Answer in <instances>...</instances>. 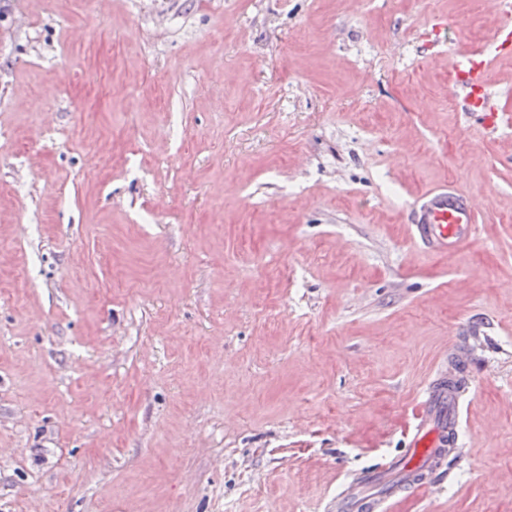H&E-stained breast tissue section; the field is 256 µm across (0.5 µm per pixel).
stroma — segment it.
Returning <instances> with one entry per match:
<instances>
[{
    "mask_svg": "<svg viewBox=\"0 0 512 512\" xmlns=\"http://www.w3.org/2000/svg\"><path fill=\"white\" fill-rule=\"evenodd\" d=\"M478 0H0V512H335L439 366L407 512H512V129ZM484 198L452 258L422 192ZM485 63L469 52L460 53L454 61L450 73L461 99L464 115L479 123L489 133L503 128H511V117L507 112H499L491 105V93L483 78ZM466 393L463 388L448 385L446 370L432 379L412 407L413 424L405 433L407 449L399 465L401 480L382 494L357 497L358 489L369 478L368 472H357L336 496V512H348L342 510L352 499L353 512H396L403 494L434 489V475L442 468L448 448L456 443Z\"/></svg>",
    "mask_w": 512,
    "mask_h": 512,
    "instance_id": "stroma-1",
    "label": "stroma"
}]
</instances>
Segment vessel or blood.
I'll list each match as a JSON object with an SVG mask.
<instances>
[{
    "label": "vessel or blood",
    "instance_id": "vessel-or-blood-1",
    "mask_svg": "<svg viewBox=\"0 0 512 512\" xmlns=\"http://www.w3.org/2000/svg\"><path fill=\"white\" fill-rule=\"evenodd\" d=\"M484 67V61L464 52L456 57L450 76L464 115L494 133L512 126V114L491 106ZM479 206L476 196L457 189L431 190L410 208L412 238L433 254L452 255L473 241ZM465 396L464 389L449 385L447 373L432 379L412 407L413 424L406 432L408 443L401 480L384 493L361 497L357 491L369 475L353 474L336 497L338 512H343L349 502L355 512H397L404 495L431 491L433 478L442 468L449 447L456 443Z\"/></svg>",
    "mask_w": 512,
    "mask_h": 512
}]
</instances>
